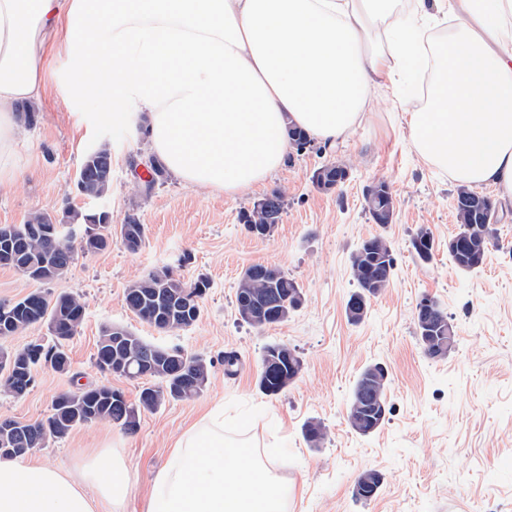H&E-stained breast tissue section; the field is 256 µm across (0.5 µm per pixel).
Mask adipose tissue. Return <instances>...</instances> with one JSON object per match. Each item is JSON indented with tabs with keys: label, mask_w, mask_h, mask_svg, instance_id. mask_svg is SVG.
Here are the masks:
<instances>
[{
	"label": "adipose tissue",
	"mask_w": 512,
	"mask_h": 512,
	"mask_svg": "<svg viewBox=\"0 0 512 512\" xmlns=\"http://www.w3.org/2000/svg\"><path fill=\"white\" fill-rule=\"evenodd\" d=\"M55 40L77 63L72 99L116 127L146 116L188 184L251 190L283 166L288 127L345 142L402 83L414 149L512 202V0H0V157ZM134 484L111 449L69 468L0 456V512H125Z\"/></svg>",
	"instance_id": "ef3b65f1"
}]
</instances>
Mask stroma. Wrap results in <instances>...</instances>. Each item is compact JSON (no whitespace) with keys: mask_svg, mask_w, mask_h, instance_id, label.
Instances as JSON below:
<instances>
[{"mask_svg":"<svg viewBox=\"0 0 512 512\" xmlns=\"http://www.w3.org/2000/svg\"><path fill=\"white\" fill-rule=\"evenodd\" d=\"M73 65L62 47L47 55L45 96L31 105L12 158L22 174L0 183V224H22L40 212L104 211L115 227L135 217L146 225V238L133 252L113 236L103 251L77 253L67 273L44 286L0 266V300L43 289L85 305L83 322L66 344L69 372L45 367L25 395H0V417L45 419L55 397L79 382L112 385L137 404L141 381L104 374L95 364L101 330L110 324L203 356L212 367L198 397L140 413L135 432L107 422L83 425L36 449V456L69 467L98 449H114L138 478L126 512H144L152 480L181 434L207 411L239 400L263 410L248 431L258 446L280 438L297 457L277 465L288 480V512H512V205L493 188L479 187L495 206L498 242L478 269L460 271L448 257V240L458 230L457 184L414 150L392 90L376 98L350 140L290 147L284 165L250 191L227 195L187 185L170 172L158 176L144 122L118 129L109 115L70 111L56 78ZM103 141L114 155L112 189L90 199L78 192L77 175L88 148ZM336 163L348 167V180L331 192L317 189L314 172ZM379 180L395 203L384 227L365 207L367 187ZM275 190L285 201L275 231L250 235L244 212ZM422 229L433 240L427 262L412 246ZM374 235L390 241L394 272L385 292L370 300L366 318L354 324L345 313L356 289L351 258ZM255 264L288 272L303 292L287 321L263 329L244 323L235 307L237 280ZM162 267L208 284L200 319L176 332L141 322L124 304L130 282ZM425 298L436 301L456 329L454 349L440 359L425 356L418 340L416 308ZM270 343L288 344L302 361L299 378L276 396L258 387ZM228 353L238 358L231 368L224 363ZM376 364L388 373L390 412L378 431L362 436L351 428L348 410L361 372ZM312 419L327 431L317 448L304 432ZM367 470L383 482L365 501L355 498L354 486Z\"/></svg>","mask_w":512,"mask_h":512,"instance_id":"1","label":"stroma"}]
</instances>
